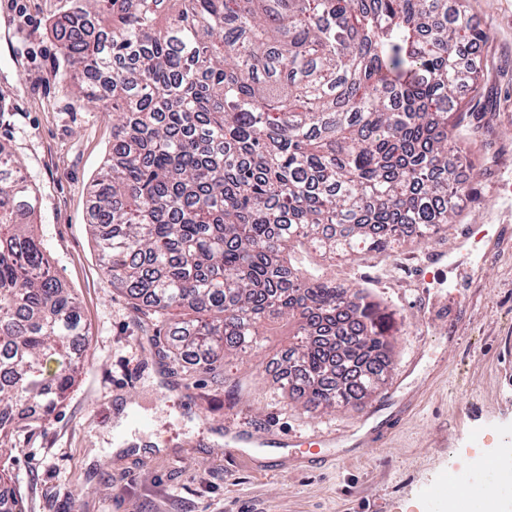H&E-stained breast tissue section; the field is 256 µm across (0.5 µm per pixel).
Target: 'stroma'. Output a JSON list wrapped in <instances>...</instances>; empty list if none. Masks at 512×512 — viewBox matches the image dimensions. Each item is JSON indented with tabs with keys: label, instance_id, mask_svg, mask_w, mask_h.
I'll return each instance as SVG.
<instances>
[{
	"label": "stroma",
	"instance_id": "35a3bbf8",
	"mask_svg": "<svg viewBox=\"0 0 512 512\" xmlns=\"http://www.w3.org/2000/svg\"><path fill=\"white\" fill-rule=\"evenodd\" d=\"M64 0H0V143L38 197L41 249L89 330L65 399L35 425L17 424L0 477L20 512H437L484 479L475 460L512 448V0H468L487 38L480 135L471 144L470 197L447 231L396 252L325 267L367 289L397 332L383 387L362 408L308 412L288 400L279 363L296 338L266 320L260 351L215 370L172 366L154 344L159 324L103 272L89 224L91 179L112 143V116L81 106L75 74L59 75L52 32ZM485 234L458 250L466 225ZM432 251L447 261L414 269ZM404 425L354 447L392 403ZM273 443L226 450L224 427ZM335 436V444L312 442Z\"/></svg>",
	"mask_w": 512,
	"mask_h": 512
}]
</instances>
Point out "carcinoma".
<instances>
[{
  "mask_svg": "<svg viewBox=\"0 0 512 512\" xmlns=\"http://www.w3.org/2000/svg\"><path fill=\"white\" fill-rule=\"evenodd\" d=\"M58 61L98 71L77 97L112 111V148L90 189L104 273L161 319L181 366L262 347L287 315L283 369L308 409L356 406L384 384L394 319L361 290L301 270L426 238L470 196L480 66L467 0H65ZM38 200L0 146V449L24 407L72 388L87 338L31 217ZM57 363L50 370V362Z\"/></svg>",
  "mask_w": 512,
  "mask_h": 512,
  "instance_id": "1",
  "label": "carcinoma"
}]
</instances>
